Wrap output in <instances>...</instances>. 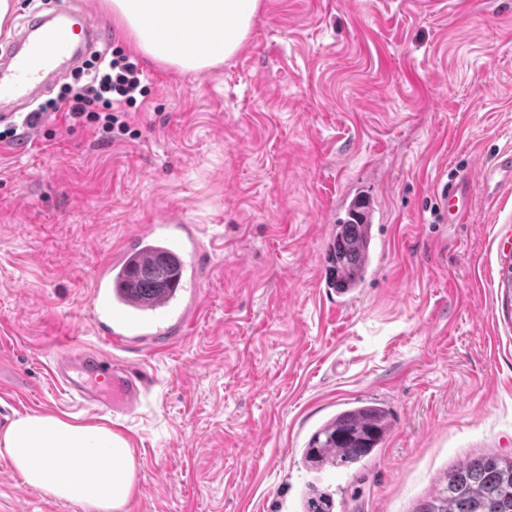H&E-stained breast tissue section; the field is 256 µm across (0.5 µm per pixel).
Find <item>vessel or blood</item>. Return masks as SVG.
I'll return each mask as SVG.
<instances>
[{"label":"vessel or blood","instance_id":"b4317fda","mask_svg":"<svg viewBox=\"0 0 512 512\" xmlns=\"http://www.w3.org/2000/svg\"><path fill=\"white\" fill-rule=\"evenodd\" d=\"M57 4L55 22L30 17L0 43V104L30 102L64 68L77 64L91 45L107 44V24L74 13L68 0ZM472 190L466 174L443 184L449 223H459L470 208ZM160 249L177 259L172 279L156 294L131 301L129 290L137 286L142 266L154 260ZM199 251L196 227L180 215L164 213L157 223L142 225L92 274L94 334L116 347L157 351L166 338L185 333L199 307ZM52 374L80 407L98 413L129 414L138 407L144 390L143 382L111 357L78 343L57 349Z\"/></svg>","mask_w":512,"mask_h":512}]
</instances>
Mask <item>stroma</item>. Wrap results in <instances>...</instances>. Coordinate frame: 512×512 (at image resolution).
<instances>
[{
    "label": "stroma",
    "instance_id": "obj_1",
    "mask_svg": "<svg viewBox=\"0 0 512 512\" xmlns=\"http://www.w3.org/2000/svg\"><path fill=\"white\" fill-rule=\"evenodd\" d=\"M231 58L196 75L108 45L148 87L109 143L64 112L0 145V431L32 413L106 424L135 450L127 512H416L447 471L512 457V180L475 181L462 223L440 189L512 154V0H262ZM370 194L384 254L348 306L318 259L349 194ZM162 211L199 230L203 307L151 354L90 328L89 278ZM76 340L142 374L125 417L78 408L51 357ZM391 412L358 463L303 462L340 409ZM0 512H84L0 476Z\"/></svg>",
    "mask_w": 512,
    "mask_h": 512
}]
</instances>
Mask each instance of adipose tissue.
I'll return each mask as SVG.
<instances>
[{
    "label": "adipose tissue",
    "mask_w": 512,
    "mask_h": 512,
    "mask_svg": "<svg viewBox=\"0 0 512 512\" xmlns=\"http://www.w3.org/2000/svg\"><path fill=\"white\" fill-rule=\"evenodd\" d=\"M112 14L152 59L200 74L239 51L261 0H108ZM205 22L209 37L188 41ZM0 452L23 482L89 512H125L136 458L122 434L56 415L27 414L0 432Z\"/></svg>",
    "instance_id": "adipose-tissue-1"
}]
</instances>
